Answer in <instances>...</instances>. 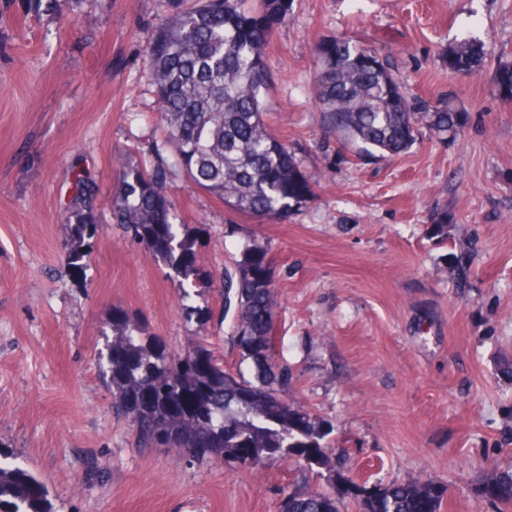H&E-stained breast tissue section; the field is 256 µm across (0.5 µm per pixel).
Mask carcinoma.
I'll return each instance as SVG.
<instances>
[{
    "mask_svg": "<svg viewBox=\"0 0 512 512\" xmlns=\"http://www.w3.org/2000/svg\"><path fill=\"white\" fill-rule=\"evenodd\" d=\"M289 0H196L151 34L146 43L154 93L166 139L163 147L197 187L234 210L281 218L312 196L288 147L269 132L264 94L270 74L263 50L274 25L288 15ZM313 90L329 128L367 153L398 154L415 141L417 125L429 120L439 133L459 134V110L416 112L395 84L388 63L351 38L337 36L316 46ZM485 47L464 39L448 49V68L471 74ZM496 87L512 98V64L496 72ZM99 190L78 179L67 223L73 234L69 264L80 269L85 240L98 228ZM111 223L188 278L197 263L190 227L176 223L165 195L162 171L129 162L112 199ZM267 253L247 243L224 270V314L231 315L233 346L248 362L253 379L224 369L202 343L177 356L120 311L112 312L107 341L112 411L130 418L142 448H179L193 456L231 459L243 465L295 458L302 469L281 487L278 507L286 512H340L336 492L313 487L310 475L343 477V464L329 453L328 430L282 395L272 330L277 299ZM0 447V512H47L46 489L11 462ZM503 490L512 505V472L487 490ZM361 512H440L446 490L432 480L361 485Z\"/></svg>",
    "mask_w": 512,
    "mask_h": 512,
    "instance_id": "cac0c4a2",
    "label": "carcinoma"
}]
</instances>
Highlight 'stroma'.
Masks as SVG:
<instances>
[{"instance_id": "1", "label": "stroma", "mask_w": 512, "mask_h": 512, "mask_svg": "<svg viewBox=\"0 0 512 512\" xmlns=\"http://www.w3.org/2000/svg\"><path fill=\"white\" fill-rule=\"evenodd\" d=\"M187 5L0 0V446L42 481L48 512H276L292 462L137 447L98 365L119 309L167 351L201 333L238 368L222 276L249 242L271 266L283 394L325 423L348 476L430 479L447 490L440 512H502L483 486L512 469V99L495 84L512 62V0H290L265 51L267 119L315 195L255 218L169 167L165 191L198 241L180 285L109 217L124 158L152 160L164 140L146 40ZM336 36L387 57L412 105L453 104L460 134L424 125L381 156L327 131L311 83L317 43ZM463 39L487 50L466 76L448 70ZM79 173L100 188L103 222L77 273Z\"/></svg>"}]
</instances>
